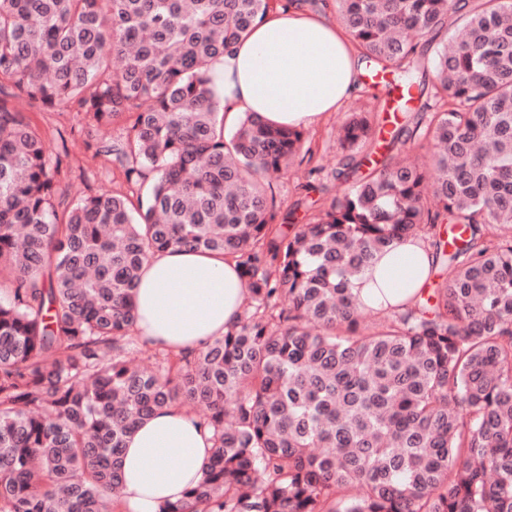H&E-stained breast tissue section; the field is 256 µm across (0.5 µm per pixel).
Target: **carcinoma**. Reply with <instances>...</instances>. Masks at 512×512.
Here are the masks:
<instances>
[{"label": "carcinoma", "mask_w": 512, "mask_h": 512, "mask_svg": "<svg viewBox=\"0 0 512 512\" xmlns=\"http://www.w3.org/2000/svg\"><path fill=\"white\" fill-rule=\"evenodd\" d=\"M292 4L0 0V512H117L125 439L167 406L202 408L213 451L159 512H512V0H334L407 121L350 116L346 189L306 224L270 180L303 132L248 113L225 138L212 80ZM6 95L125 125L82 144L147 192L57 213L61 157ZM409 238L446 277L365 305L354 281ZM168 248L224 253L248 293L223 336L140 367L133 291Z\"/></svg>", "instance_id": "carcinoma-1"}]
</instances>
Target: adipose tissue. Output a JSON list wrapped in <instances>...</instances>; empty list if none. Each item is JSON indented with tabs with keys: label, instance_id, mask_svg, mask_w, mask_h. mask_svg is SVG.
<instances>
[{
	"label": "adipose tissue",
	"instance_id": "1",
	"mask_svg": "<svg viewBox=\"0 0 512 512\" xmlns=\"http://www.w3.org/2000/svg\"><path fill=\"white\" fill-rule=\"evenodd\" d=\"M223 86L226 122L242 112L273 125L307 129L336 111L361 85L347 35L323 13L274 11L213 65ZM432 258L407 241L376 256L356 283L367 305L411 302ZM247 290L234 261L219 253L168 249L144 264L134 294L139 336L173 352L201 348L232 327ZM211 433L176 406L156 412L128 437L123 452L125 512H157L181 500L202 476Z\"/></svg>",
	"mask_w": 512,
	"mask_h": 512
}]
</instances>
